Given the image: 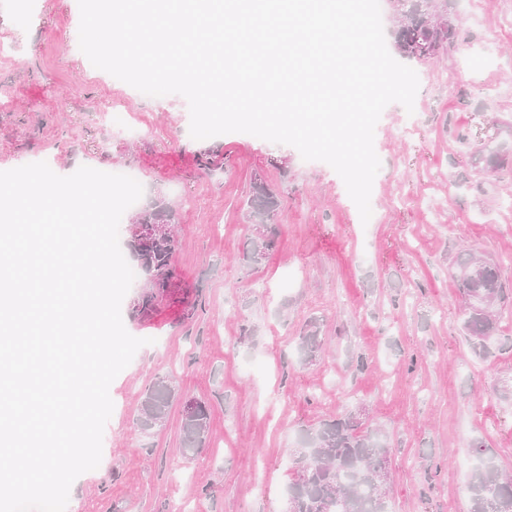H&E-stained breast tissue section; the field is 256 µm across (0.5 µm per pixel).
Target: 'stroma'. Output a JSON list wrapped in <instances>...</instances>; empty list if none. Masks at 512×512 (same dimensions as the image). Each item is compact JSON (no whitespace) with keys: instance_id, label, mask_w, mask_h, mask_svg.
I'll return each instance as SVG.
<instances>
[{"instance_id":"obj_1","label":"stroma","mask_w":512,"mask_h":512,"mask_svg":"<svg viewBox=\"0 0 512 512\" xmlns=\"http://www.w3.org/2000/svg\"><path fill=\"white\" fill-rule=\"evenodd\" d=\"M32 3L22 26L0 0V171L43 160L61 176L128 169L143 201L165 196L180 215L185 300L143 321L132 311L141 285L125 296L123 323L147 344L112 382L101 462L74 481L66 512H284L300 436L351 411L388 438V512H469L463 461L477 443L512 473V301L496 306V338L475 353L455 277L473 250L512 288V0H454V46L434 63L410 60L413 111L389 104L375 128L368 224L328 164L289 145L271 155L246 133L191 138L182 96L142 97L85 69L77 0ZM111 103L136 134L104 121ZM208 148L220 164L204 170ZM493 154L503 165H487ZM257 171L278 197L281 237L248 272L238 258ZM311 321L326 347L305 364L297 348ZM161 377L175 396L145 434L139 402ZM188 399L210 419L186 456Z\"/></svg>"}]
</instances>
